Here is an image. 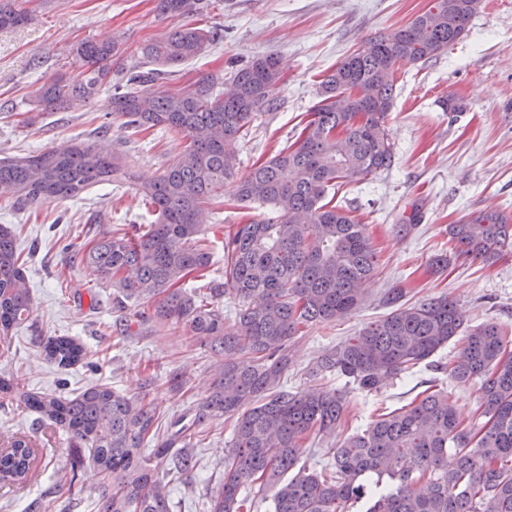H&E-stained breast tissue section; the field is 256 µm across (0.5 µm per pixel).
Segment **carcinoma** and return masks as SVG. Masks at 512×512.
Instances as JSON below:
<instances>
[{
  "mask_svg": "<svg viewBox=\"0 0 512 512\" xmlns=\"http://www.w3.org/2000/svg\"><path fill=\"white\" fill-rule=\"evenodd\" d=\"M480 0H437L404 27L368 39L340 61L321 83L301 138L255 164L238 184L237 202L269 209L263 218L232 224L224 235V281L206 284L209 296L183 289V281L211 266L200 217L220 198L235 171L234 147L254 117L274 106L281 81L278 55L253 59L230 76L234 91L215 93L218 78H199L178 93L151 89L163 69L200 57L218 32L177 24L139 47L149 69L114 85L112 118L133 128L160 126L185 140L178 157L138 192L156 221L128 231L115 225L82 254L113 288L124 309L148 299L153 310L138 325L184 328L216 358L208 396L191 423L176 430L154 454L142 448L157 438L149 405L94 385L72 398L27 390L13 375L0 376V395L63 430L73 444L72 477L89 462L103 479L102 512H171L167 474L191 469L170 450L184 434L206 422L233 420L224 478L210 497V512H241L242 491L271 498L273 512H512V352L501 324L491 321L466 333L450 368L465 386L479 383L485 423L461 427L445 389L408 407L381 415L340 442L316 470L302 461L311 433L332 434L346 415L343 389L286 387L291 343L308 323H330L362 303V283L378 263L367 231L351 212L328 199L331 190L385 171L394 155L387 120L396 90L395 67L426 62L467 31ZM210 0H158L174 19L203 14ZM18 0H0V29L28 23ZM79 72L59 74L37 91L41 110L85 102L112 79L118 41H84L75 50ZM363 84L368 104L333 99ZM117 158L97 143L72 144L19 160H0V187L15 196L13 207L65 201L88 186L110 180ZM456 253L487 264L512 251V218L497 211L470 215L448 225ZM241 303L236 327H224L216 300ZM33 312L24 259L13 231L0 225V343ZM454 302L438 298L400 306L340 342L320 359L317 373H334L360 390L379 391L387 381L413 374L459 335ZM45 358L69 367L85 357L67 336L44 342ZM38 449L25 436H11L0 450V484L25 486L34 476Z\"/></svg>",
  "mask_w": 512,
  "mask_h": 512,
  "instance_id": "carcinoma-1",
  "label": "carcinoma"
}]
</instances>
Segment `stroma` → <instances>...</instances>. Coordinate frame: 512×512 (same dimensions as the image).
Here are the masks:
<instances>
[{"mask_svg":"<svg viewBox=\"0 0 512 512\" xmlns=\"http://www.w3.org/2000/svg\"><path fill=\"white\" fill-rule=\"evenodd\" d=\"M20 4L30 23L0 30V158L89 143L103 129L119 167L109 181L89 186L74 200L17 210L10 196L0 193V224L15 230L20 250L28 254L25 271L33 298L31 325L0 345V374L17 373L28 389L65 397L101 384L142 398L161 428H168L171 421L190 419L206 397L215 358L182 329L123 330L122 321L140 311V304L115 309L111 286L81 263L80 254L113 225L154 222L137 187L163 173L182 141L162 127L133 134L111 120L110 86L58 112L42 111L36 92L51 76L75 73L79 42L121 39L120 61L128 69L139 62L138 45L166 35L176 21L158 15L156 0ZM430 5L431 0H212L208 13L192 17V24L218 31L220 39L203 56L176 67L164 89L177 92L208 74L229 75L232 66L271 52L280 57L283 73L273 109L259 113L236 146L237 166L224 182L223 205L206 206L203 212L213 278L224 276L225 231L245 219L236 205L239 179L297 140L321 80L341 59L368 38L407 25ZM451 96L461 111H446ZM388 129L392 167L344 185L335 197L367 224L379 251L376 272L365 283L356 311L303 327L291 346L289 389L344 387L335 374L315 376L311 369L333 345L391 312L386 300L391 288L403 289L406 305L449 297L468 326L494 320L512 327V254L487 266L453 257L448 240L449 225L465 214L512 215V0H481L465 37L426 63H399ZM411 218L415 227L398 233V225ZM441 255L450 261L437 273L432 263ZM43 336L76 339L86 350L84 361L65 370L50 365L39 345ZM460 346V339H452L433 365L390 381L379 392L350 390L348 419L333 436L316 437L315 448L328 453L433 384L450 392L462 426H481L475 387L459 386L449 374ZM13 433L35 437L43 458L38 477L25 488L0 486V512H41L49 498L56 499V512H100L101 488L92 473L79 472L71 484L65 480L73 458L66 434L0 398V434ZM232 433V420L222 418L174 445V454L189 455L194 467L172 488V512H208L224 476Z\"/></svg>","mask_w":512,"mask_h":512,"instance_id":"obj_1","label":"stroma"}]
</instances>
